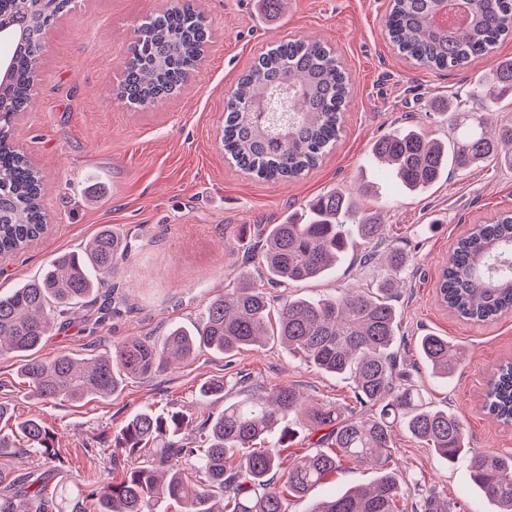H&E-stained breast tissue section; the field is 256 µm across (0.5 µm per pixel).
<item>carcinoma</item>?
Masks as SVG:
<instances>
[{
    "label": "carcinoma",
    "mask_w": 512,
    "mask_h": 512,
    "mask_svg": "<svg viewBox=\"0 0 512 512\" xmlns=\"http://www.w3.org/2000/svg\"><path fill=\"white\" fill-rule=\"evenodd\" d=\"M72 0H0V29L11 60L0 94L12 111L0 112V254L18 253L47 229L40 172L8 142L15 115L29 99V81L41 62L46 28ZM477 22L454 31L433 22L436 0H392L387 35L398 52L432 70L455 69L492 52L512 35V0H469ZM149 36L137 40L124 68L120 96L130 103L155 102L178 90L194 69L208 29L187 6L173 7L147 22ZM351 93L350 80L332 49L317 39L280 42L259 55L237 81L226 104L221 143L242 171L266 180L295 179L315 168L336 143L340 112ZM512 95V61L495 76L476 83L472 97L494 104ZM269 101L271 112L258 128L250 104ZM454 139L428 138L415 125L394 128L371 148L372 161L390 170L399 187L423 193L448 169L485 162L512 168V123L494 133L477 112L455 123ZM384 225L365 216L344 191L320 195L304 219L292 215L274 224L261 244L267 284L316 280L336 271L353 242L371 244L358 254L368 265L379 260L375 245ZM128 251L123 237L100 231L81 253L55 257L43 274L0 294V356L27 357L18 373L41 402L108 398L124 380L151 376L201 349L231 354L271 338V304L264 285L243 282L203 307L199 325L173 326L163 343L129 338L112 351L87 359L35 353L49 333L70 316H85L88 299L102 292L98 274L110 272ZM393 280L367 294L350 290L332 297L292 298L277 310L276 339L317 369L353 381L356 406L344 412L311 406L292 386L268 394L250 392L202 416L197 430L204 446L183 441L187 416L150 410L130 416L115 435V449L137 456L108 482L86 491L57 487L42 472L18 480L0 467V512H157L160 503L181 512H287L289 496L310 495L343 462L380 465L372 483L318 503L311 512H406L405 477L388 470L391 431L400 424L415 439L453 466L464 463L471 482L495 506L512 512V452L485 454L466 446L462 421L429 401L400 367L392 345L398 321L390 298ZM441 300L455 314L475 322L512 310V214L502 213L461 239L453 263L442 271ZM416 350L436 378L449 382L463 351L445 336L426 333ZM488 413L512 422V366L500 367L487 392ZM303 415L310 450L283 456L297 430L286 420ZM0 403V458L15 452L58 456L53 436L38 418L12 421Z\"/></svg>",
    "instance_id": "carcinoma-1"
}]
</instances>
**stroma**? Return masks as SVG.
Segmentation results:
<instances>
[{
    "label": "stroma",
    "mask_w": 512,
    "mask_h": 512,
    "mask_svg": "<svg viewBox=\"0 0 512 512\" xmlns=\"http://www.w3.org/2000/svg\"><path fill=\"white\" fill-rule=\"evenodd\" d=\"M171 0H73L47 29L39 85L16 117L12 141L41 171L48 227L24 251L0 260V292L38 277L63 252H77L104 227L127 240L128 256L112 272V303L93 304L48 336L38 352L87 358L137 337L162 343L171 324L197 326L205 302L256 279L253 260L267 225L305 210L333 189L352 193L362 211L387 227L384 247L409 258L400 271L385 261L348 262L321 280L271 287L284 299L338 295L395 278L392 304L399 321L400 365L435 405L458 415L468 445L484 453L512 451V426L482 408L489 374L512 360V312L472 322L445 308L438 282L457 243L474 228L512 211V169L491 162L450 170L431 190L412 195L369 161L373 143L398 124L423 126L448 138L455 113L475 111L477 78L512 60V37L491 55L452 71L411 64L390 42V0H190L210 28L202 59L188 81L158 102L131 104L119 96L125 62L139 26ZM308 37L327 43L350 75L352 92L335 148L293 181H264L239 171L224 156V103L239 77L276 42ZM435 332L465 349L450 382L434 378L417 359V336ZM19 357L0 358V402L16 420L37 417L55 436L60 458L1 459L13 473L50 471L52 480L80 487L94 476L112 478V438L131 415L150 408L196 417L221 412L244 389L290 384L312 405L354 406L350 379L326 374L294 357L276 340L231 355L209 350L151 377L128 379L112 397L79 403H40L18 377ZM224 382V395L199 401L200 387ZM389 468L400 469L407 498L436 492L448 512H490L464 464L448 466L402 427L392 431ZM375 468L348 464L312 495L288 498V512H310L317 499L373 480Z\"/></svg>",
    "instance_id": "35a3bbf8"
}]
</instances>
